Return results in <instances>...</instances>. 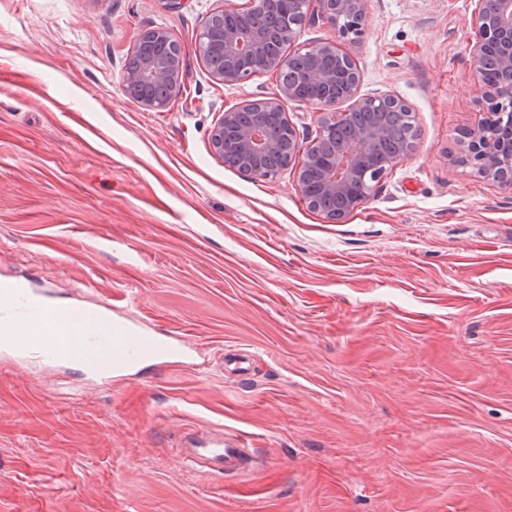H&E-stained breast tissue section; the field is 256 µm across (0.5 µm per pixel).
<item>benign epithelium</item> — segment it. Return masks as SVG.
<instances>
[{
  "mask_svg": "<svg viewBox=\"0 0 512 512\" xmlns=\"http://www.w3.org/2000/svg\"><path fill=\"white\" fill-rule=\"evenodd\" d=\"M365 0H245L225 4L211 13L196 40V52L212 77L233 85L259 75L255 62L278 75L272 97H254L224 111L210 131L212 153L256 179L275 177L296 165L298 190L307 207L330 221H341L365 205L385 176L416 151V140L381 155L387 131L360 121V115L383 107L412 113L393 94L360 93L362 76L344 42L362 35ZM337 37L285 53L274 45H294L303 29L318 21ZM471 49L474 79L488 103V119L467 133L457 162L473 164L498 184L512 187V0H479ZM150 39L160 50L132 72L125 70L122 90L127 98L151 109H163L183 80V49L164 29L149 28L139 40ZM504 74L487 85L482 70L489 48ZM308 103L318 112L315 136L300 140L288 120V104ZM347 104L342 110L340 105Z\"/></svg>",
  "mask_w": 512,
  "mask_h": 512,
  "instance_id": "obj_1",
  "label": "benign epithelium"
}]
</instances>
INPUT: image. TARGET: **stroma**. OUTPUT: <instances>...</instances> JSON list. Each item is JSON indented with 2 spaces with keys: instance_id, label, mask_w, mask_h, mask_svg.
Here are the masks:
<instances>
[{
  "instance_id": "stroma-1",
  "label": "stroma",
  "mask_w": 512,
  "mask_h": 512,
  "mask_svg": "<svg viewBox=\"0 0 512 512\" xmlns=\"http://www.w3.org/2000/svg\"><path fill=\"white\" fill-rule=\"evenodd\" d=\"M224 3L0 0V283L190 349L103 375L0 344V512H512V189L451 164L488 116L478 0H366L361 91L419 139L339 222L294 169L212 154L276 90L196 53ZM148 28L184 48L161 110L120 87ZM205 429L251 434L261 468L186 471L176 434Z\"/></svg>"
}]
</instances>
